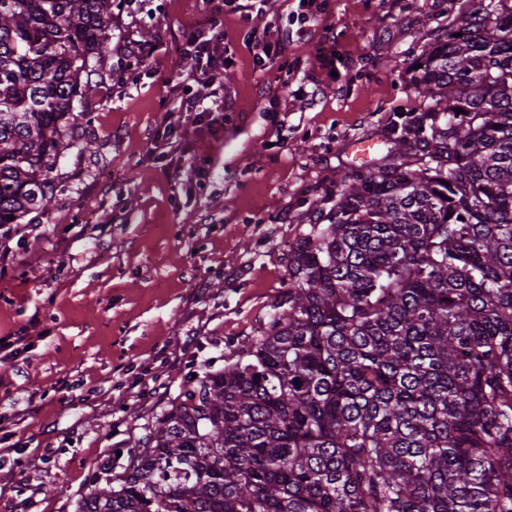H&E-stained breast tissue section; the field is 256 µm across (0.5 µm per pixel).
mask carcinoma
Listing matches in <instances>:
<instances>
[{
  "instance_id": "obj_1",
  "label": "carcinoma",
  "mask_w": 512,
  "mask_h": 512,
  "mask_svg": "<svg viewBox=\"0 0 512 512\" xmlns=\"http://www.w3.org/2000/svg\"><path fill=\"white\" fill-rule=\"evenodd\" d=\"M113 5L0 0V227L88 146ZM416 63L421 110L299 217L263 333L202 361L75 512H512V0Z\"/></svg>"
}]
</instances>
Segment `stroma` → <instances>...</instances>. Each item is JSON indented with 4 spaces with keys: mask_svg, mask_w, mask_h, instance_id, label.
Masks as SVG:
<instances>
[{
    "mask_svg": "<svg viewBox=\"0 0 512 512\" xmlns=\"http://www.w3.org/2000/svg\"><path fill=\"white\" fill-rule=\"evenodd\" d=\"M284 40L295 0L258 18L203 0H122L92 75L89 148L65 187L0 241V512H75L168 399L256 335L288 280L298 218L418 111L411 65L473 0H316ZM218 25L220 117L183 111L189 28ZM277 65H254L252 27Z\"/></svg>",
    "mask_w": 512,
    "mask_h": 512,
    "instance_id": "obj_1",
    "label": "stroma"
}]
</instances>
